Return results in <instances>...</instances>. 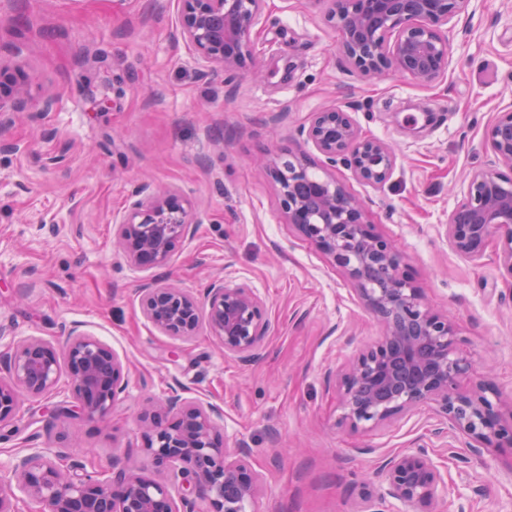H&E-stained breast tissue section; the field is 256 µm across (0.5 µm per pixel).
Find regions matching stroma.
Wrapping results in <instances>:
<instances>
[{
    "instance_id": "35a3bbf8",
    "label": "stroma",
    "mask_w": 512,
    "mask_h": 512,
    "mask_svg": "<svg viewBox=\"0 0 512 512\" xmlns=\"http://www.w3.org/2000/svg\"><path fill=\"white\" fill-rule=\"evenodd\" d=\"M327 0H267L252 34L260 76L207 71L178 32V0H0V58L31 77L30 111L0 148V322L63 344L77 324L112 347L128 387L107 420H53L44 406L70 399L60 377L45 401L24 402L0 442V467L23 440L68 445L88 471L127 469L160 481L144 447L143 418L170 389L224 409L226 435L243 439L263 478L256 512H366L377 500L381 456L418 445L447 484L439 512H512V454L469 458L462 437L439 436L420 406L369 431L338 427L340 369L380 334L345 276L286 224L270 150L322 157L301 130L336 106L396 162L382 186L350 169L334 174L393 239L424 301L453 317L475 373L512 390V279L499 247L459 255L448 220L474 169H497L484 134L512 108V0H471L449 24L448 70L424 85L395 70L364 78L338 50ZM52 96V111H39ZM180 190L195 204V236L163 276L198 292L245 282L266 299L270 330L251 364L224 354L207 327L185 340L144 318L113 221L141 182Z\"/></svg>"
}]
</instances>
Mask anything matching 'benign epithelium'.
<instances>
[{"mask_svg":"<svg viewBox=\"0 0 512 512\" xmlns=\"http://www.w3.org/2000/svg\"><path fill=\"white\" fill-rule=\"evenodd\" d=\"M266 0H180L179 33L196 61L211 71L234 74L256 67L251 35ZM328 19L341 33L339 51L374 79L392 67L432 84L448 70L444 26L465 12L469 0H329ZM29 76L0 60V145L11 139L15 116L28 110ZM307 139L334 167L340 163L365 184L380 186L395 155L391 147L360 135L350 115L329 108L314 114ZM499 169L474 170L448 224V241L467 257L483 253L490 240L501 247L500 262L512 277V109L498 113L486 132ZM271 177L285 221L315 246L354 287L383 327L382 336L356 352L334 381L338 424L357 433L385 425L419 405L440 417L441 432L466 438V447L512 453V392L474 376L451 318L433 311L405 270L396 243L365 218L363 205L335 177L316 178L302 151L270 153ZM193 202L182 192L149 183L135 187L115 221L113 244L133 270L167 266L176 248L196 233ZM137 296L146 320L166 336L196 335L206 309L209 334L224 353L253 360L270 327L266 300L248 284L214 281L203 297L157 277L140 284ZM0 427L16 416L22 397L40 400L55 390L61 373L70 381L73 405L57 406L50 418L77 414L104 420L125 392L124 366L112 348L72 327L65 345L38 336L16 337L0 325ZM216 404L189 400L173 389L157 404L145 426V447L156 466L177 465L175 501L168 484L124 468L92 476L64 448L28 446L8 471L20 491L46 512H244L263 493L250 449L226 436ZM385 485L378 501L438 512L446 488L427 448L419 446L385 459Z\"/></svg>","mask_w":512,"mask_h":512,"instance_id":"1","label":"benign epithelium"}]
</instances>
